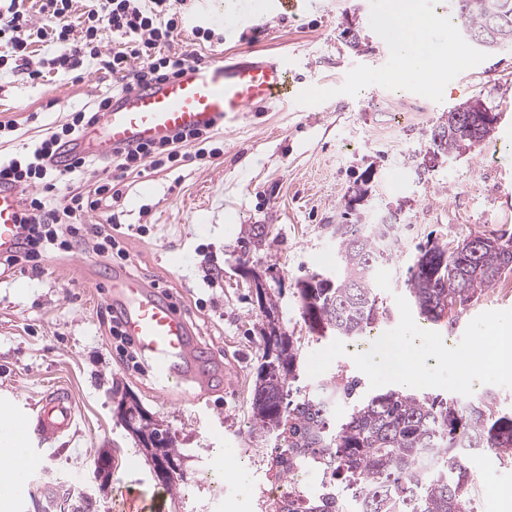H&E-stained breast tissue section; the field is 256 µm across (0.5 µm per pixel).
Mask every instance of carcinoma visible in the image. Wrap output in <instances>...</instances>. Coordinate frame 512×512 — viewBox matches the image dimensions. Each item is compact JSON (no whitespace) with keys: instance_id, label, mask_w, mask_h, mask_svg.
<instances>
[{"instance_id":"carcinoma-1","label":"carcinoma","mask_w":512,"mask_h":512,"mask_svg":"<svg viewBox=\"0 0 512 512\" xmlns=\"http://www.w3.org/2000/svg\"><path fill=\"white\" fill-rule=\"evenodd\" d=\"M464 33L485 34L484 48L495 50L487 34L490 13L512 35V0H452ZM433 150L460 153L459 131L443 123ZM398 222L389 212L374 224H336L341 276L313 287L298 283L302 318L319 338L358 339L388 319L371 287L373 267L394 249ZM512 272V238L476 236L448 250L445 241L419 250L409 267L406 291L419 315L436 324L456 317ZM266 326L261 330L262 363L255 382L248 435L273 440L279 453L270 460L275 476L288 480L296 467L336 463L341 483L362 498L364 512H472L468 457L497 449L498 459L512 460V409H501L485 392L462 400L392 388L353 398L359 381L331 379L303 397L290 399L299 370V347L282 331L278 305L269 293H257ZM352 400L347 415L335 422L339 398ZM138 441L150 437L167 458L181 460L173 439L150 416L139 418Z\"/></svg>"}]
</instances>
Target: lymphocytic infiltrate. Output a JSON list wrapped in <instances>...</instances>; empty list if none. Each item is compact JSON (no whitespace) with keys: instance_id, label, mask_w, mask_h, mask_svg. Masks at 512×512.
I'll return each mask as SVG.
<instances>
[{"instance_id":"f902f5d3","label":"lymphocytic infiltrate","mask_w":512,"mask_h":512,"mask_svg":"<svg viewBox=\"0 0 512 512\" xmlns=\"http://www.w3.org/2000/svg\"><path fill=\"white\" fill-rule=\"evenodd\" d=\"M26 0H0V69L26 75L35 81L44 69L72 74L91 63L111 72L115 92L175 76L188 65L205 66L208 56L195 52L170 53L166 47L184 22L186 0H91L81 29L69 21L74 0H39L42 23H35ZM120 36L118 48L106 50L102 30ZM59 46L60 54L46 58L45 68L33 64V44ZM139 69H132V61ZM112 96L100 95L66 115L53 130L39 135L15 154H0V185L18 189L22 197L19 225L22 234L14 251L0 258V269L29 265L39 274V259L50 252L81 251L104 264L128 261L129 254L119 237L115 216L105 223H88L90 212L117 198L116 185L132 173L145 169L167 171L191 160L217 155L215 133L178 132L156 145L113 149L94 153L68 154L69 146L89 127L96 125L112 105ZM64 192L66 203L56 206L54 197Z\"/></svg>"}]
</instances>
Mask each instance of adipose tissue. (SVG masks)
<instances>
[{"mask_svg": "<svg viewBox=\"0 0 512 512\" xmlns=\"http://www.w3.org/2000/svg\"><path fill=\"white\" fill-rule=\"evenodd\" d=\"M384 12L393 19L391 44L398 73L413 79L423 91L434 90L442 77V69L425 40L434 24L433 17L420 13L415 0H388ZM494 334L492 347L477 344L469 357L468 368L457 369L459 381L467 380L468 369L472 366L486 373H512V326L500 325ZM25 422L24 413L18 412L11 402L0 399V452L9 457L5 468H0L1 500L9 498L21 471L33 465L26 451L29 440Z\"/></svg>", "mask_w": 512, "mask_h": 512, "instance_id": "ef3b65f1", "label": "adipose tissue"}]
</instances>
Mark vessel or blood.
Returning <instances> with one entry per match:
<instances>
[{"instance_id":"vessel-or-blood-1","label":"vessel or blood","mask_w":512,"mask_h":512,"mask_svg":"<svg viewBox=\"0 0 512 512\" xmlns=\"http://www.w3.org/2000/svg\"><path fill=\"white\" fill-rule=\"evenodd\" d=\"M298 82V74L281 57L189 66L173 79L123 93L83 145L106 154L117 146L150 144L180 130L212 127L252 107L292 98ZM18 211L17 191L0 188V254L20 237ZM110 298L123 334L145 357L162 394H172L186 381L205 390L221 377L214 352L195 340L184 315L157 289L116 268ZM37 408L36 431L43 441L67 432L77 412L64 388L47 392ZM162 497L156 490L129 489L126 512H158Z\"/></svg>"}]
</instances>
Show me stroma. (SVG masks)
<instances>
[{
    "instance_id": "1",
    "label": "stroma",
    "mask_w": 512,
    "mask_h": 512,
    "mask_svg": "<svg viewBox=\"0 0 512 512\" xmlns=\"http://www.w3.org/2000/svg\"><path fill=\"white\" fill-rule=\"evenodd\" d=\"M244 9L233 36L203 17L188 0L185 28L172 48L211 59L283 57L302 79L297 99L255 106L217 134L220 150L206 163L174 171L128 175L111 210L129 253L127 270L158 284L186 314L198 342L233 366V386L184 399L162 396L151 374L118 349L105 316L110 269L80 251L42 260V273L15 271L0 281V396L35 416L42 394L66 387L78 413L72 428L41 443L25 487L16 488L7 512H124L130 487H155L152 465L117 411L123 393L135 395L154 420L168 426L183 457L185 477L166 495L161 512H246L245 490L274 479L273 444L249 441L252 393L261 364L265 318L253 286L261 276L274 295L287 335L300 347L295 389L312 390L337 372L360 379L362 395L391 388L389 373L369 367L376 338H406L411 355L437 376L413 383L418 394L472 398L492 392L512 408V374L448 383L450 352L473 349L479 327L512 320V274L468 306L455 326L421 320L404 282L427 241L468 236L512 237V50L490 53L468 41L461 28L438 25L429 39L447 52L467 55L465 68H449L433 92L410 79L388 85L393 51L375 21L379 0H306L280 15L273 0H240ZM211 29L202 42L193 27ZM111 73L88 68L76 82L51 72L36 83L0 73V120H14L20 142L42 134L95 96L112 89ZM478 98L501 115L493 134L465 154L425 164L434 129L455 105ZM368 190L359 211L400 214L399 248L373 270V286L390 308L373 338L344 341L312 337L301 316L298 284L339 271L332 225L345 221L357 187ZM267 236L254 246L249 225ZM233 454L245 472L240 492L225 493L208 469ZM112 459V480L100 483L95 465ZM472 495L484 512H512V465L492 464L485 453L468 459Z\"/></svg>"
}]
</instances>
